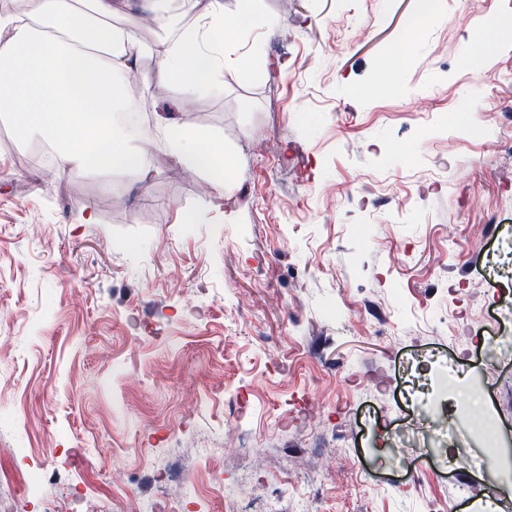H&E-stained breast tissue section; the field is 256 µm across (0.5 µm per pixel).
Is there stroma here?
I'll list each match as a JSON object with an SVG mask.
<instances>
[{
	"label": "stroma",
	"mask_w": 512,
	"mask_h": 512,
	"mask_svg": "<svg viewBox=\"0 0 512 512\" xmlns=\"http://www.w3.org/2000/svg\"><path fill=\"white\" fill-rule=\"evenodd\" d=\"M118 23L173 31L150 0ZM220 85L177 115L236 164L150 133L177 88L126 82L154 175H33L0 114V473L50 505L143 512H512V0H259ZM449 395L407 401L413 368ZM166 152L184 167L204 172L212 177L215 193L220 200L229 199L235 183V163L225 149L223 139L203 135L170 122H159ZM219 158L222 167L217 170Z\"/></svg>",
	"instance_id": "35a3bbf8"
}]
</instances>
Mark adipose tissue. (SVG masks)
<instances>
[{
  "label": "adipose tissue",
  "instance_id": "obj_1",
  "mask_svg": "<svg viewBox=\"0 0 512 512\" xmlns=\"http://www.w3.org/2000/svg\"><path fill=\"white\" fill-rule=\"evenodd\" d=\"M115 0H7L0 8V112L18 135L41 134L54 147L56 171L89 167L137 171L149 180L152 162L130 146L115 113L135 111L122 92L126 73L143 58L157 78L184 99L208 93L226 66L263 71L258 53H239L237 37L259 21L258 0H212L210 11L178 35L145 43L132 28L111 24ZM166 152L184 167L211 176L220 197L233 193L235 163L223 140L161 122Z\"/></svg>",
  "mask_w": 512,
  "mask_h": 512
}]
</instances>
